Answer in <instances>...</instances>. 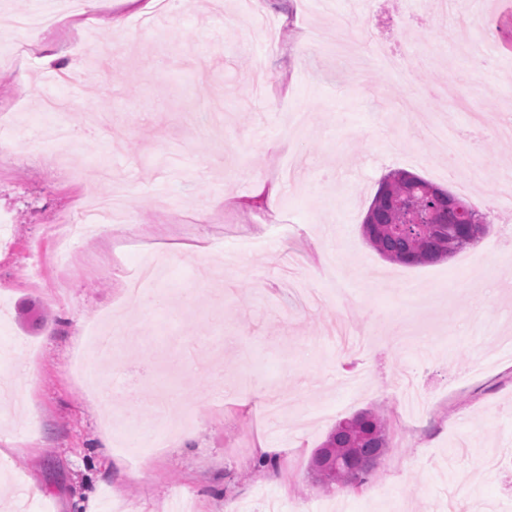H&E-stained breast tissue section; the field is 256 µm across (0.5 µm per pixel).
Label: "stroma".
<instances>
[{
	"label": "stroma",
	"mask_w": 512,
	"mask_h": 512,
	"mask_svg": "<svg viewBox=\"0 0 512 512\" xmlns=\"http://www.w3.org/2000/svg\"><path fill=\"white\" fill-rule=\"evenodd\" d=\"M439 0H268L280 49L251 30L242 0H198L145 16L106 0L119 29L74 22L29 42L20 66L0 63V512H512V227L491 222L446 260L405 266L366 243L362 224L384 175L405 170L474 204L512 215L496 179L448 177L432 130L449 121L458 153L512 166V140L470 134L471 115L512 122V0H478L471 20L429 21ZM362 38L381 35L404 58L388 69L344 49L336 16ZM501 45L475 71L473 19ZM112 43L93 57L95 82L41 85L68 70L72 33ZM306 63H298V53ZM84 129L68 153L40 139L51 122ZM124 185L130 226L150 227L154 250L108 253L91 235L49 234L63 212ZM293 169L272 203L196 217L227 191L241 200L254 175ZM249 231L240 244L234 229ZM84 258L63 303L52 295L60 248ZM175 253L139 291L128 280L155 253ZM483 284L453 287L471 262ZM119 342L110 372L75 357L99 316ZM33 365L29 376L21 368ZM413 373L434 396L410 417L397 385ZM286 391L268 416L248 391ZM167 392L169 424L186 423L160 452L95 447L126 423L153 427ZM384 412L388 450L350 492L309 475L336 423ZM277 449L276 472L258 466Z\"/></svg>",
	"instance_id": "obj_1"
}]
</instances>
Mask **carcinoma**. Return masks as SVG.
<instances>
[{"instance_id": "cac0c4a2", "label": "carcinoma", "mask_w": 512, "mask_h": 512, "mask_svg": "<svg viewBox=\"0 0 512 512\" xmlns=\"http://www.w3.org/2000/svg\"><path fill=\"white\" fill-rule=\"evenodd\" d=\"M412 197L418 207H435L453 214L466 199L407 171L391 173L381 183L366 213L363 231L369 246L387 260L416 266L444 260L477 242L471 239L460 246L445 224H421L410 237L393 231L404 220L397 201ZM387 420L374 411L363 412L336 423L310 461V470L319 483L362 486L388 448Z\"/></svg>"}]
</instances>
